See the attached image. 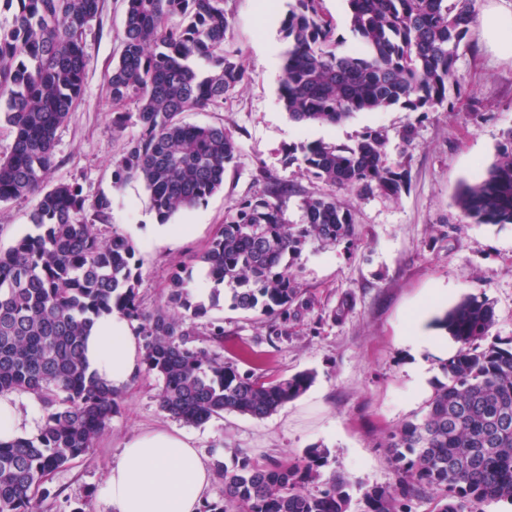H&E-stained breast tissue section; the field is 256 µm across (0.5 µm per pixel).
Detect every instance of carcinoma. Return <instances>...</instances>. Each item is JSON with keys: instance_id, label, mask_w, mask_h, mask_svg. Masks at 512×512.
I'll return each instance as SVG.
<instances>
[{"instance_id": "obj_1", "label": "carcinoma", "mask_w": 512, "mask_h": 512, "mask_svg": "<svg viewBox=\"0 0 512 512\" xmlns=\"http://www.w3.org/2000/svg\"><path fill=\"white\" fill-rule=\"evenodd\" d=\"M353 30L367 53L335 52L333 25L321 0H295L282 21L280 98L296 123L336 124L353 113L399 105L429 111L448 101L457 82L460 45L474 37L476 0H347ZM120 52L108 83L112 102L137 103V134L113 170L115 187L140 180L160 223L194 208L224 187L238 145L224 126L186 125L184 112L222 107L246 71L228 40L224 0H124ZM13 12L0 24V94L13 137L0 158V202L38 196L37 229L0 251V393L32 394L45 415L37 432L0 441V512H37L38 496L58 469L82 457L117 402L82 360V336L114 309L138 322L143 363L159 381L160 407L186 424L235 413L263 419L300 397L314 376L242 375L218 353L192 345L194 319L205 314L175 271L166 309L145 314L138 301L141 270L133 242L97 224L112 218V198L87 204L77 183L47 184L56 166L55 132L84 89V35L100 23V0H0ZM386 137L368 131L355 143L303 144L301 163L332 188L377 190L397 197L404 169L386 163ZM262 194L240 202L193 262L224 287L231 305L273 316L298 297L290 261L305 245H334L356 235L351 209L333 195H306L302 220L290 224L283 202L294 188L263 177ZM475 224H512V128L496 160L462 185L456 197ZM495 324L493 304L468 295L437 325L460 344L442 365L423 416L384 440L398 477L393 487L362 494L361 512H404L401 498L428 493L434 512H478L486 501L512 504V345H483ZM508 419L509 429L491 433ZM327 451L294 461L243 462L220 469L224 505L202 512H350L349 482L335 475L310 488Z\"/></svg>"}]
</instances>
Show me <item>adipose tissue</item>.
<instances>
[{"label": "adipose tissue", "instance_id": "ef3b65f1", "mask_svg": "<svg viewBox=\"0 0 512 512\" xmlns=\"http://www.w3.org/2000/svg\"><path fill=\"white\" fill-rule=\"evenodd\" d=\"M143 354L136 326L116 311L97 317L84 340L89 373L116 394L138 377ZM214 479L192 436L155 428L126 438L100 496L111 512H201Z\"/></svg>", "mask_w": 512, "mask_h": 512}]
</instances>
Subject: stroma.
Instances as JSON below:
<instances>
[{
	"label": "stroma",
	"instance_id": "35a3bbf8",
	"mask_svg": "<svg viewBox=\"0 0 512 512\" xmlns=\"http://www.w3.org/2000/svg\"><path fill=\"white\" fill-rule=\"evenodd\" d=\"M295 0H224L228 36L240 51L247 80L224 107L182 113L189 125H222L238 140L236 162L224 173V187L192 209L172 216L191 225L190 234L157 239L147 229L155 213L138 180L114 187L112 171L135 124L112 126L114 107L107 76L120 49L122 0H102V22L87 31L85 90L74 112L56 132V167L50 183L78 182L87 201L112 198V221L102 234L119 230L137 249L142 280L138 297L145 313L163 308L173 272L203 251L222 229L224 216L239 202L259 194L264 176L294 186L283 205L289 223H300L303 196L335 194L356 217L353 240L325 247L312 242L293 263L299 295L288 309V333L272 335L279 317L232 308L221 299L195 321L198 345L221 353L239 373L289 376L311 371L315 379L298 399L264 419L224 414L198 425H183L162 410L159 381L140 373L116 400L113 414L89 452L56 471L47 484L40 512H109L99 491L123 441L158 427L183 428L194 436L209 463L235 469L243 460H294L309 449L327 450L322 479L346 477L359 512L364 490L394 484L382 442L388 431L423 410L432 389L443 381L444 355L427 352V387L415 391L409 369L415 358L403 338L415 320L436 335L437 318L463 297L493 302L496 323L489 341L512 339V224H474L455 203L461 182H474L491 165L504 131L512 128V51L476 34L456 61L459 86L449 101L426 115L394 106L361 111L336 125L301 126L290 120L280 100V70L268 69L267 55L287 48L282 20ZM335 28L336 51H362L353 32L347 0H321ZM413 129L411 141L400 138ZM387 139L386 162L404 167L409 186L399 197L331 191L291 157L314 141L355 143L366 131ZM36 197L0 202V250L33 232ZM224 328L223 341L210 335Z\"/></svg>",
	"mask_w": 512,
	"mask_h": 512
}]
</instances>
